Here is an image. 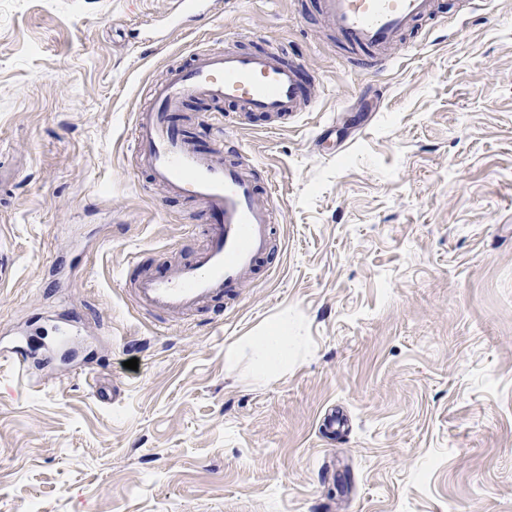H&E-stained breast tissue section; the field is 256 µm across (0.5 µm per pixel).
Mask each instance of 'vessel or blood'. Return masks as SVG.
<instances>
[{
	"label": "vessel or blood",
	"instance_id": "vessel-or-blood-1",
	"mask_svg": "<svg viewBox=\"0 0 512 512\" xmlns=\"http://www.w3.org/2000/svg\"><path fill=\"white\" fill-rule=\"evenodd\" d=\"M217 0H176L169 32L214 14ZM324 24L343 42L365 49L359 69L378 73L387 51L416 22L433 18L436 0H320ZM153 102L134 119L139 167L150 175L160 199L185 197L195 209L191 221L205 227L206 243L192 262H178L161 275L144 273L130 288L139 309L162 315H189L218 298L231 296L253 274L259 259L274 246L272 208L259 198L253 167L220 160L227 143L215 128L210 147H200L180 130L177 119L187 100L233 105L238 114H263L275 127L287 126L312 111L317 99L300 81V65L287 47L245 52L228 45L193 53L153 88ZM43 354L14 346L0 350L18 373L50 362Z\"/></svg>",
	"mask_w": 512,
	"mask_h": 512
}]
</instances>
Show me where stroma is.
I'll list each match as a JSON object with an SVG mask.
<instances>
[{
    "label": "stroma",
    "instance_id": "obj_1",
    "mask_svg": "<svg viewBox=\"0 0 512 512\" xmlns=\"http://www.w3.org/2000/svg\"><path fill=\"white\" fill-rule=\"evenodd\" d=\"M174 7L0 0V345L81 331L30 387L0 360V512H512V0H438L377 75L318 0H231L144 44ZM227 44L291 47L320 98L283 130L228 123L280 245L235 299L161 322L125 290L204 235L138 169L134 116ZM283 312L286 373L227 365Z\"/></svg>",
    "mask_w": 512,
    "mask_h": 512
}]
</instances>
